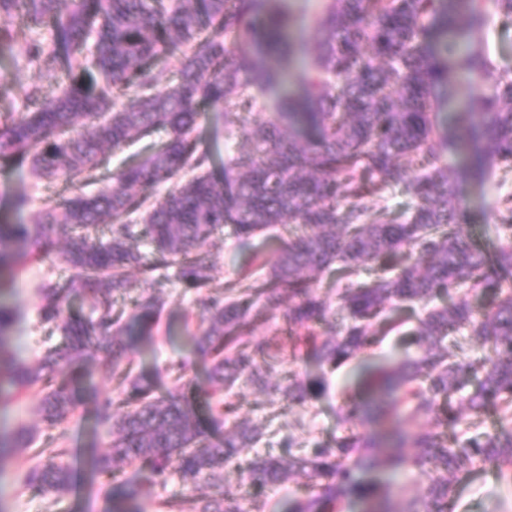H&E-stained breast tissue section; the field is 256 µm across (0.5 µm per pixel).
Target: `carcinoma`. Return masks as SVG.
I'll return each instance as SVG.
<instances>
[{
  "mask_svg": "<svg viewBox=\"0 0 512 512\" xmlns=\"http://www.w3.org/2000/svg\"><path fill=\"white\" fill-rule=\"evenodd\" d=\"M18 13L29 29L55 31L50 46L26 49L25 61L61 60L69 74L50 96L32 85L29 111L0 123V166L27 163L38 181L63 184L33 223H0L1 285L31 256L70 270L40 285V319L61 332V341L34 362L10 349L15 313L0 303V407L38 387L41 422L52 431L34 449L30 486L56 498L71 491L73 469L58 459L69 453L65 425L83 404L82 367L96 354L112 365V395L96 414L112 444L109 453L90 456L89 466L108 478L112 512H140V497L172 471L186 485H216L229 464L255 487L250 508L221 490L165 500V512H264L267 490L295 478L306 492L291 512H332L351 497L372 502L367 512H453L458 475L475 464L512 481V290L491 271H512V194L497 208L500 244L491 260L468 240L459 175L438 152L465 150L479 171L490 159L512 172V69L490 56L479 0H327L311 54L304 38H287L294 19L284 0H0L1 46L13 48ZM240 38L253 44L257 60L230 62ZM175 52L176 72L155 65ZM295 55L305 63L292 75L286 60ZM291 78L298 95L245 133L238 171L216 179L214 158L196 134L203 112L245 121L257 94ZM462 79L487 82L493 91L471 98L442 130L435 103ZM116 87L140 94L125 105ZM161 131L167 138L111 174L104 189L83 191L109 152ZM166 183L171 189L156 196ZM390 187L410 199L409 208L389 206ZM97 224L110 226L108 238L72 234L54 253L58 229ZM224 225L244 243L278 226L288 238L273 237L265 274L218 283L207 245ZM139 241L152 249L148 262ZM26 242L38 252L15 249ZM131 268L151 288L177 282L198 291L195 305L207 327L192 339L208 395L227 412L223 394L273 371L272 341L257 334L269 311L281 309L288 327L304 330L289 360L302 359L303 344L317 371L292 370L269 386L288 407L304 409L329 389L327 372L373 342L387 307L424 304L414 333L418 356L381 366L365 380L388 431L381 438L350 433L311 448L290 441L288 455L276 457L253 451L260 429L232 422L222 444H213L181 391L158 396L156 385L133 371L130 355L152 338L163 298L152 294L129 311L116 308L115 297L137 287ZM323 274L332 302L318 291ZM462 284L491 301L479 310L453 299ZM76 294L94 299L97 318L64 315ZM321 322L329 329L319 338L312 325ZM462 331L491 355L455 353L448 338ZM491 408L499 419L494 431L448 434L478 427ZM363 412L346 402L336 422L359 421ZM34 442L27 427L0 432V465ZM117 461L129 475L115 476ZM380 470L435 477L412 494L372 480Z\"/></svg>",
  "mask_w": 512,
  "mask_h": 512,
  "instance_id": "1",
  "label": "carcinoma"
}]
</instances>
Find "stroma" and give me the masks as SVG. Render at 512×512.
<instances>
[{
	"label": "stroma",
	"instance_id": "obj_1",
	"mask_svg": "<svg viewBox=\"0 0 512 512\" xmlns=\"http://www.w3.org/2000/svg\"><path fill=\"white\" fill-rule=\"evenodd\" d=\"M12 28L15 32L13 54L0 57V113L20 114L28 109L25 88L40 80L38 67L22 61L21 54L30 42L51 44L52 30L44 27L30 31L18 20L14 21ZM244 127L235 125L233 135L229 136L223 128L214 125L210 116L201 119L199 135L204 147L215 158V176H223L224 160L233 154L236 139L242 136ZM442 159L463 174L461 196L469 221L467 233L470 239L486 253H494L498 244L494 208L500 196L512 193V181L502 182L500 173L495 170L480 181L467 176L469 158L459 152L443 153ZM54 198V190L36 184L29 168L0 169L1 220L11 224L32 223L37 212L50 205ZM209 250L215 263L214 274L224 281L236 277L240 268L246 265L253 248L240 244L227 233L213 239ZM64 274L62 268L32 261L13 282L0 288V300L16 313L10 343L23 361H34L41 346L48 341L47 332L39 323L37 288L44 279L59 278ZM196 297L195 290L180 285L165 288L159 331L152 340L144 342L131 359L136 373L165 387L170 384L167 366L174 362L185 363L189 382L184 392L193 403L198 418L206 422L211 417L208 398L197 390L204 379V371L190 340L191 333L201 330L195 308ZM353 369L350 362L337 369L331 376L328 395L304 410L285 408L279 395L259 392L249 384L241 385L233 397L235 419L262 429L263 437L256 449L263 454H285V445L291 438L306 445L331 441L342 433L336 424L337 405L345 397L359 399L363 396L357 379L352 376ZM88 370L85 405L67 426L68 445L76 450L71 463L83 470L74 491L58 502L51 496L34 491L26 482L30 455L15 453L0 470V512H108L106 481L92 478L87 472V459L82 451L90 448L104 454L110 450L112 435L107 428L95 426L93 412L102 398L112 391V372L108 364L99 360L90 362ZM40 398V393L32 390L16 400L8 411L0 413V430L11 431L26 426L36 430L38 439H46L48 432L40 421ZM457 493L455 512H512V483L502 479L494 469L478 466L462 474L457 483Z\"/></svg>",
	"mask_w": 512,
	"mask_h": 512
}]
</instances>
